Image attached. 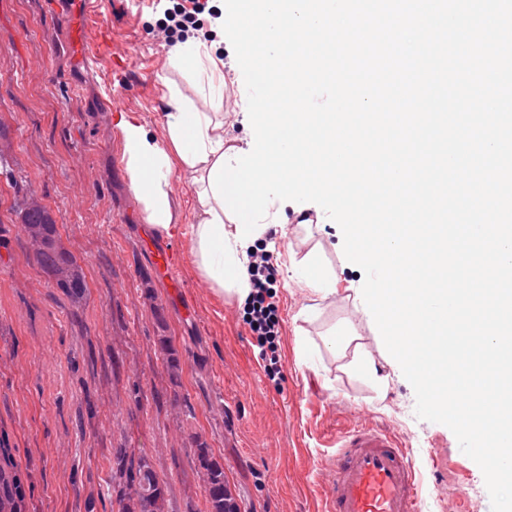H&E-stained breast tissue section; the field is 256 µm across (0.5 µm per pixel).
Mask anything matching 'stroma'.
<instances>
[{
	"mask_svg": "<svg viewBox=\"0 0 512 512\" xmlns=\"http://www.w3.org/2000/svg\"><path fill=\"white\" fill-rule=\"evenodd\" d=\"M151 0H99L75 23L51 0H0V445L11 448L28 512H117L112 451L147 456L168 485L169 512H205L192 447L201 435L224 467L241 512H318L322 474L337 434L369 418L416 457L436 452L440 478L423 473L421 512H492L479 466L445 425L419 419L415 393L356 297L363 271L343 252V235L320 206L267 233L277 274L283 378L272 381L237 301L219 297L191 256L196 221L192 175L178 172L171 210L179 231L171 298L152 279V236L121 162L108 89L122 112L163 138L170 69L156 38ZM99 56L86 68L77 53ZM225 64L224 134L246 141L242 72L230 43ZM34 189L87 284L72 300L37 263L10 208ZM319 250L336 272L321 298L289 283L290 258ZM334 341H327V334ZM179 360L169 368L160 338ZM373 360L388 376L379 388L358 368Z\"/></svg>",
	"mask_w": 512,
	"mask_h": 512,
	"instance_id": "35a3bbf8",
	"label": "stroma"
}]
</instances>
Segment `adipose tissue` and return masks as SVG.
Returning <instances> with one entry per match:
<instances>
[{
    "mask_svg": "<svg viewBox=\"0 0 512 512\" xmlns=\"http://www.w3.org/2000/svg\"><path fill=\"white\" fill-rule=\"evenodd\" d=\"M171 66L191 74L201 96L208 100L202 110L185 96L178 85L169 88L165 141L150 137L143 126L122 117L118 132L122 160L130 187L142 206L144 220L156 233L173 231L170 195L174 175L193 173L198 222L192 227V261L206 287L217 295L246 300L251 292L246 272L247 249L236 242V225L228 220L214 199L208 183L209 171L223 153L238 151L235 139L225 137L220 108L223 104L224 71L208 46L198 40L177 44L169 52ZM291 280L319 296L332 294L336 273L326 267L319 254L311 252L291 260Z\"/></svg>",
    "mask_w": 512,
    "mask_h": 512,
    "instance_id": "ef3b65f1",
    "label": "adipose tissue"
}]
</instances>
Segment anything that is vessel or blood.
<instances>
[{
	"label": "vessel or blood",
	"mask_w": 512,
	"mask_h": 512,
	"mask_svg": "<svg viewBox=\"0 0 512 512\" xmlns=\"http://www.w3.org/2000/svg\"><path fill=\"white\" fill-rule=\"evenodd\" d=\"M157 278L173 285L175 260L164 244H149ZM336 461L324 473L329 488L321 512H421L415 457L388 432L361 423L336 437Z\"/></svg>",
	"instance_id": "vessel-or-blood-1"
}]
</instances>
